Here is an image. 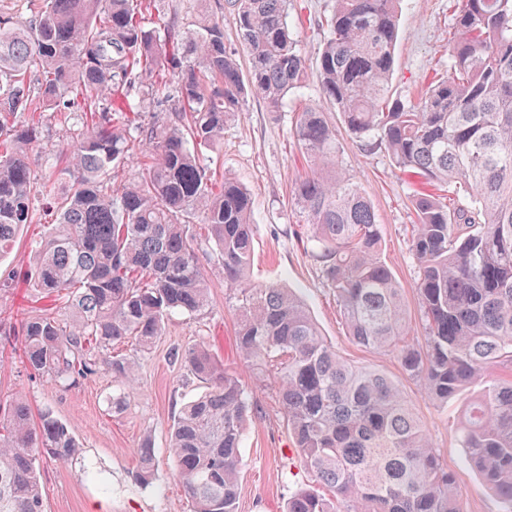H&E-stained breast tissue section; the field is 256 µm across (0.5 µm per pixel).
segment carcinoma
<instances>
[{"mask_svg": "<svg viewBox=\"0 0 512 512\" xmlns=\"http://www.w3.org/2000/svg\"><path fill=\"white\" fill-rule=\"evenodd\" d=\"M197 26L163 20L164 0H29L0 14V259L32 223V145L42 119L18 124L37 101L45 112L83 101L89 121L73 149L45 160L55 219L34 240L33 287L49 299L18 320L27 367L64 385L111 366L131 386L128 342L151 348L175 313L198 315L208 288L197 256L203 225L236 294L237 346L264 368L301 463L340 498L301 488L285 512H465L454 476L400 387L346 361L318 331L306 304L278 285L253 287L251 196L211 175L202 147L224 139L245 97L275 111L306 86L308 63L290 0H228L248 71L224 48V23L199 0ZM398 0H335L317 22L326 37L316 68L324 99L367 152L383 150L403 173L448 185L462 202L420 190L410 250L423 341L405 342L402 288L382 260L371 201L347 173L334 129L318 106L297 115L295 137L313 168L294 195L306 247L331 286L348 335L389 351L425 396L464 398L461 447L468 464L512 512V0H451L448 69L416 102L391 99ZM134 156L138 176L115 186ZM205 390L170 427L169 452L193 512H236L249 395L208 348L181 355ZM138 480L154 479L151 440L137 449ZM81 456L69 428L25 397L0 401V512H45L41 464ZM84 475L111 484L92 459Z\"/></svg>", "mask_w": 512, "mask_h": 512, "instance_id": "cac0c4a2", "label": "carcinoma"}]
</instances>
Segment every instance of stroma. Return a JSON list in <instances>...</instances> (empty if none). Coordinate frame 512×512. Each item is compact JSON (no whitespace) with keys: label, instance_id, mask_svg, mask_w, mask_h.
Segmentation results:
<instances>
[{"label":"stroma","instance_id":"35a3bbf8","mask_svg":"<svg viewBox=\"0 0 512 512\" xmlns=\"http://www.w3.org/2000/svg\"><path fill=\"white\" fill-rule=\"evenodd\" d=\"M293 4L302 16V48L307 57H314L324 39L316 20L331 12L334 0H293ZM399 13L396 65L389 90L392 97L412 100L425 76L445 72L448 66L444 53L450 23L448 0H401ZM303 102L321 106L336 133L345 168L370 199L382 228V258L403 289L412 323L407 341L413 344L421 337L416 292L419 272L409 251L415 221L411 180L386 153L361 150L339 112L323 101L314 75L279 111H270L261 100L245 99L241 119L224 128L223 144L207 151L212 171L234 178L252 198L255 242L251 282L256 286L293 288L304 300L323 338L341 356L352 364L381 370L399 383L441 463L454 474L465 512H500L498 500L465 459L460 445V400L441 403L429 399L403 373L393 354L352 343L336 298L301 240L304 217L293 187L296 178L311 165L296 146V111ZM80 115L77 106L52 114L33 147L38 158L34 167L33 222L21 229L14 253L0 261L1 275L26 270L33 263L31 241L38 224L45 221L42 209L51 197L42 160L47 154L70 148L65 131ZM197 237L209 305L202 314L170 318L151 349L139 354L132 386L115 383L110 366L104 363L94 374L69 387L45 376L31 375L14 357L20 336L0 337V399L23 392L33 413L47 411L67 424L86 455L98 463L112 484L111 495L105 496L85 478L77 463L43 464L40 475L46 512H190L191 504L167 443L174 413L203 389L179 353L202 342L250 394V416L241 446L238 512H284L297 489L313 485L312 474L295 453L272 382L247 363L237 349L234 295L224 286V271L206 230H198ZM36 296L31 283L22 280L0 292V327L15 326L18 312L38 313ZM117 396L123 403L116 411L112 400ZM147 437L156 445V478L146 487L136 477V452Z\"/></svg>","mask_w":512,"mask_h":512}]
</instances>
